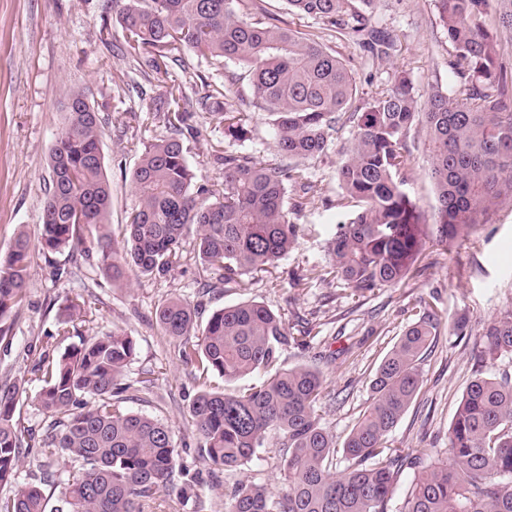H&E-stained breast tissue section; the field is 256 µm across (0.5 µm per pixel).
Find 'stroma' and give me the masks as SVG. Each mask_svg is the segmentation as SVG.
<instances>
[{"label":"stroma","mask_w":512,"mask_h":512,"mask_svg":"<svg viewBox=\"0 0 512 512\" xmlns=\"http://www.w3.org/2000/svg\"><path fill=\"white\" fill-rule=\"evenodd\" d=\"M240 12L317 36L319 42L344 58L360 93L371 98L389 90L394 75L411 77L420 96L433 86L448 89L457 82L452 68L456 56L442 28L436 0H381L377 24L393 41L390 57L369 56L355 37L323 29L314 20L289 11L286 0H241ZM123 33L115 22L110 0H0V255L8 252L18 231L37 237L49 181V156L56 133L66 119L73 88H84L98 112L104 134L102 152L111 188L110 230L115 241L125 238L127 216L135 202L131 175L146 143L169 136L163 114L153 99L164 85L149 80L144 63L116 55ZM237 83L225 100L233 112L248 115L247 133L233 140L214 127L196 102L201 78L210 76L207 63L192 53L181 55L170 77L180 84L185 106L198 136H184L187 159L199 182L220 181L224 167L213 149L249 154L266 165L282 164L269 113L252 109V88L245 69L227 62ZM351 123L338 125L327 152L301 162L315 201L302 212L290 213L297 224L294 248L268 271L258 273L251 288H219L201 294L207 280L201 264L185 254L166 277H131L116 287L95 265L84 262L74 274L56 277L53 264L71 266L68 254L56 257L33 247L29 285L21 305L8 322L11 340L0 343V383L25 380L17 412L27 424L39 426L44 416L34 402L40 384L32 369L44 355L63 351L53 333L67 299L89 301L81 336L119 329L136 343V357L126 369L127 380L152 372L153 387L127 402L128 410L152 415L168 424L180 461L192 485L188 500L177 491L162 492L161 512H224V490L237 480H253L279 490L281 458L260 449L243 470L227 471L206 461L199 449L189 404L198 387L180 359L178 340L164 336L155 318L159 302L179 296L201 304L205 313L244 301H257L284 314L291 330L310 328L316 339L309 347L284 352L285 366L319 369L330 395L322 422L337 438L350 431L371 398L375 370L409 324V312L419 300H433L439 334L422 364L419 394L389 437L400 454L415 448L435 449L448 457V425L475 369L498 375L512 373V355L478 363L472 335L459 337L451 320L467 314L474 330L483 321L512 309V206L496 211L489 223L460 247L433 245L421 273L400 283L360 296H349L340 282L315 278L314 269L328 262V242L339 223L355 209L339 185L338 167L350 145ZM411 155L405 188L428 220L437 216V196L428 176L430 157L425 136L414 126L404 137Z\"/></svg>","instance_id":"35a3bbf8"}]
</instances>
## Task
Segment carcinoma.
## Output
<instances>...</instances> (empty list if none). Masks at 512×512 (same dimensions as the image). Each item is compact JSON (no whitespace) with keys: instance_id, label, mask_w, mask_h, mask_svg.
Returning a JSON list of instances; mask_svg holds the SVG:
<instances>
[{"instance_id":"cac0c4a2","label":"carcinoma","mask_w":512,"mask_h":512,"mask_svg":"<svg viewBox=\"0 0 512 512\" xmlns=\"http://www.w3.org/2000/svg\"><path fill=\"white\" fill-rule=\"evenodd\" d=\"M300 16L327 29L365 37L364 48L387 56L392 43L373 26L378 0H286ZM124 32V53L147 55L159 72L189 51L215 70L237 62L252 76L255 102L275 116L274 133L289 163L266 167L249 154H226L224 183L195 185L181 135L192 132L181 87L159 97L169 136L144 147L132 174L136 202L128 214L123 247L108 233L111 192L101 151L103 126L86 92L71 90L67 121L50 154V181L39 244L48 252L76 249L85 236L112 285L127 271L164 276L183 257L189 234L202 264L219 283L247 288L250 278L293 249L297 225L288 218V184L299 188L294 207L314 202L298 163L322 155L336 124L354 135L338 169L341 188L358 210L328 244V265L317 278L341 280L351 294L401 282L430 241L458 244L512 204V74L499 61L502 35H512V0H439L440 21L456 50L458 86L436 87L421 98L405 72L393 87L356 104L357 87L346 64L315 39L241 15L238 0H111ZM227 82L203 83L200 103L224 135L245 133L243 115L224 109ZM419 125L428 141L429 176L438 200L431 235L403 189L411 165L403 137ZM32 242L21 231L0 259V340L7 313L26 293ZM76 296L64 306L58 336L86 312ZM164 335L184 339L180 357L201 387L189 413L203 457L224 469H241L258 449L283 451V487L241 481L224 493V512H388L395 484L413 470L401 512H512V374L478 372L448 427V460L431 448L415 455L390 453L386 439L421 385V363L439 324L431 303L382 359L372 396L342 444L321 423L324 379L310 366L286 367L283 352L313 340L291 332L286 318L257 301L212 312L191 339L200 311L170 298L156 307ZM479 361L512 354V309L490 318L478 333ZM136 344L114 330L79 337L34 370L41 388L36 405L45 415L36 429L15 417L21 385H0V486L14 483L25 454L61 452L72 462L64 480L47 469L0 497V512H47L46 487H61L55 512H155L160 493L186 476L171 428L125 403L150 379L124 381ZM258 375L244 391L231 389ZM346 466L336 470V454Z\"/></svg>"}]
</instances>
